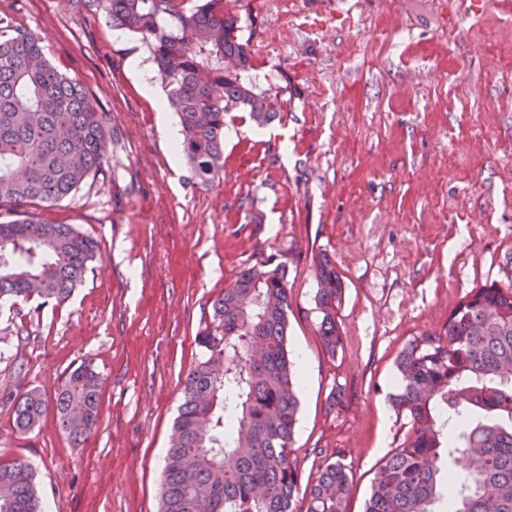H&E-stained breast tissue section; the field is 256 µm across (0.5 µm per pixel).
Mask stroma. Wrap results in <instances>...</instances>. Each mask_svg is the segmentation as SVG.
<instances>
[{"mask_svg":"<svg viewBox=\"0 0 512 512\" xmlns=\"http://www.w3.org/2000/svg\"><path fill=\"white\" fill-rule=\"evenodd\" d=\"M435 2L226 0L283 113L259 128L231 112L224 170L204 186L160 132L177 114L141 92L155 69L146 44L112 27L104 0H0L107 117L97 174L31 209L95 238L100 258L64 303L0 307V461L33 466L46 512H159L197 338L262 256L287 268L288 339L307 365L294 455L307 477L339 453L353 477L346 512H364L409 430L388 402L398 353L443 331L473 289L512 283V0H484L447 29ZM252 150L265 162L245 179L237 157ZM322 253L345 283L333 357L317 335ZM85 362L103 382L85 443L50 415L14 431L16 397L52 399Z\"/></svg>","mask_w":512,"mask_h":512,"instance_id":"35a3bbf8","label":"stroma"}]
</instances>
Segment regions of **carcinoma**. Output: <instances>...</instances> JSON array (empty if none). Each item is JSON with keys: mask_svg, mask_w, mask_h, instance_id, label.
Wrapping results in <instances>:
<instances>
[{"mask_svg": "<svg viewBox=\"0 0 512 512\" xmlns=\"http://www.w3.org/2000/svg\"><path fill=\"white\" fill-rule=\"evenodd\" d=\"M193 6H187L188 2ZM112 26L138 34L167 80L166 106L182 127L179 151L210 185L224 171V124L242 110L259 126L280 115L279 93L257 92L240 17L224 0H107ZM44 37L0 10V302L38 296L62 303L99 247L72 224H44L28 208L57 202L96 174L106 115L77 79L48 62ZM317 334L341 347L337 308L344 281L326 255L315 263ZM286 266L246 267L198 337L202 360L183 382V402L162 471L160 512H346L352 477L323 463L300 489L293 458L298 376L288 340ZM395 411L406 438L374 474L364 512H512V287L491 283L395 360ZM101 379L88 365L62 381L53 405L35 390L17 397L13 424L33 429L48 409L76 445L96 427ZM455 485L445 501L444 481ZM0 512H42L30 464L0 462Z\"/></svg>", "mask_w": 512, "mask_h": 512, "instance_id": "1", "label": "carcinoma"}]
</instances>
